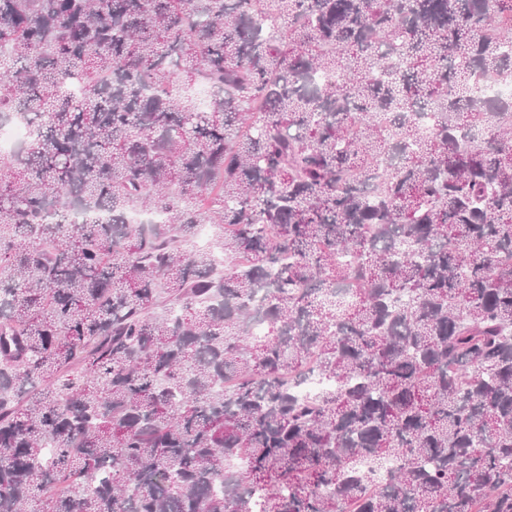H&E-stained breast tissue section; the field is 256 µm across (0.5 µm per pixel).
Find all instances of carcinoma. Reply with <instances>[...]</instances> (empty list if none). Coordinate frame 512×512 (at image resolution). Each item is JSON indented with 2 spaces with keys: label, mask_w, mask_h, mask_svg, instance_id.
Here are the masks:
<instances>
[{
  "label": "carcinoma",
  "mask_w": 512,
  "mask_h": 512,
  "mask_svg": "<svg viewBox=\"0 0 512 512\" xmlns=\"http://www.w3.org/2000/svg\"><path fill=\"white\" fill-rule=\"evenodd\" d=\"M477 71L512 0H0V512H512ZM29 135L27 126L21 123H4L0 127V153H7Z\"/></svg>",
  "instance_id": "obj_1"
}]
</instances>
